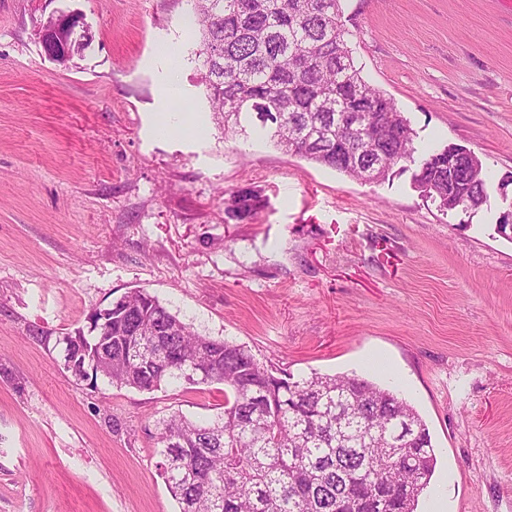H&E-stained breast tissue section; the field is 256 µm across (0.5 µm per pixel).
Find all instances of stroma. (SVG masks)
Returning <instances> with one entry per match:
<instances>
[{
    "instance_id": "1",
    "label": "stroma",
    "mask_w": 512,
    "mask_h": 512,
    "mask_svg": "<svg viewBox=\"0 0 512 512\" xmlns=\"http://www.w3.org/2000/svg\"><path fill=\"white\" fill-rule=\"evenodd\" d=\"M343 7L355 66L418 153L481 160L480 208L440 211L408 171L363 182L225 137L189 0H0V512H178L156 426L214 420L223 385L92 386L41 339L134 288L294 377L398 387L437 456L417 512H512V0ZM60 10L91 39L63 64L37 36ZM185 112L192 128L159 132ZM237 193L256 198L242 219Z\"/></svg>"
}]
</instances>
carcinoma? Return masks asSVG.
I'll return each mask as SVG.
<instances>
[{"label": "carcinoma", "mask_w": 512, "mask_h": 512, "mask_svg": "<svg viewBox=\"0 0 512 512\" xmlns=\"http://www.w3.org/2000/svg\"><path fill=\"white\" fill-rule=\"evenodd\" d=\"M198 59L224 134L260 132L280 149L376 181L414 161V133L351 57L342 0H190ZM447 145L420 160L415 188L448 197ZM469 208L486 174L455 159ZM56 337L78 380L153 391L182 380L224 385V411L201 425L159 422L161 468L179 512H416L436 456L422 417L399 393L357 374L307 378L258 362L243 345L190 326L143 289Z\"/></svg>", "instance_id": "obj_1"}]
</instances>
